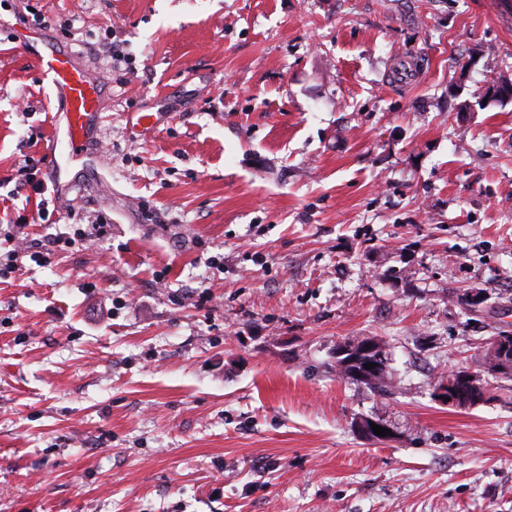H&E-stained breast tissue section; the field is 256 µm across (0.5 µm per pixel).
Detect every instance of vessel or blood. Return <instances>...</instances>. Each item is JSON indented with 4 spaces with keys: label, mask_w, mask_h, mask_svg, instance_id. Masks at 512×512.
Instances as JSON below:
<instances>
[{
    "label": "vessel or blood",
    "mask_w": 512,
    "mask_h": 512,
    "mask_svg": "<svg viewBox=\"0 0 512 512\" xmlns=\"http://www.w3.org/2000/svg\"><path fill=\"white\" fill-rule=\"evenodd\" d=\"M40 65L57 90L64 111L65 141L72 156H84L92 145L102 110L103 91L87 72L75 64L71 53L49 47Z\"/></svg>",
    "instance_id": "vessel-or-blood-1"
}]
</instances>
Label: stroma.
Listing matches in <instances>:
<instances>
[{"mask_svg":"<svg viewBox=\"0 0 512 512\" xmlns=\"http://www.w3.org/2000/svg\"><path fill=\"white\" fill-rule=\"evenodd\" d=\"M30 33L102 86L96 172ZM500 77L512 0H0V512H512V381L438 393L512 335ZM367 344H370V348H367ZM379 349L380 348L376 346L375 341L365 340L361 344L360 342H357L356 344L338 347V349L336 350V357L343 358L344 356H347V358L344 360L345 366L362 365L361 369H355L353 371V376H355L356 378L351 377L349 379L355 380L360 383H364L365 385L377 389L379 391H385L388 383L387 376L385 374L386 370L382 372L381 375L377 377L375 381L360 380L370 377L371 375L374 374H379L381 368H384L382 352L377 353L375 356L372 357H364L366 355L369 356L375 354ZM367 363H376V366L375 368L366 370L364 368V365Z\"/></svg>","mask_w":512,"mask_h":512,"instance_id":"1","label":"stroma"}]
</instances>
